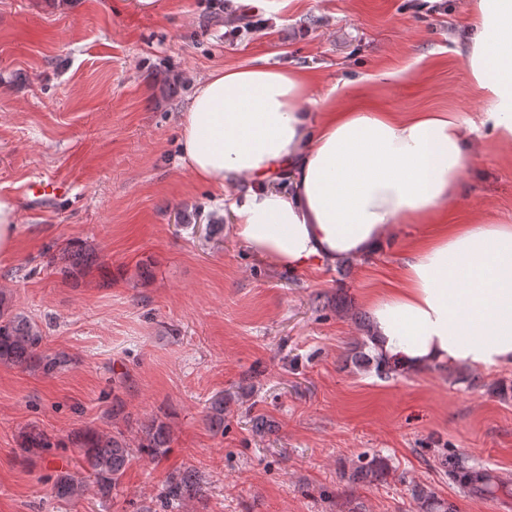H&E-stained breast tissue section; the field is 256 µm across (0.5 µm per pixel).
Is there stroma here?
Listing matches in <instances>:
<instances>
[{
    "label": "stroma",
    "instance_id": "35a3bbf8",
    "mask_svg": "<svg viewBox=\"0 0 512 512\" xmlns=\"http://www.w3.org/2000/svg\"><path fill=\"white\" fill-rule=\"evenodd\" d=\"M417 3L259 0L267 27L228 41L209 0H0V194L19 214L0 295L39 325L44 351L69 359L51 375L0 364V512H162L168 476L186 468L207 492L172 512H413L415 484L458 512H512V397L494 391L512 368L456 382L351 361L354 315L395 280L406 235L340 269L278 268L233 235L220 192L180 150L197 83L248 64L300 71L318 97L357 81L346 108L476 116L485 105L463 58L473 0L433 16ZM39 177L69 180V199H27ZM463 179L438 223L512 221V146L479 138ZM74 239L98 259L67 279L57 266ZM341 296L351 309H337ZM219 393L220 434L204 421ZM116 400L125 419L111 415ZM152 416L170 428L169 451L133 452L106 498L79 449L21 446L32 431L131 436ZM365 455L388 475L348 483ZM457 463L488 472L494 495L462 488ZM62 473L81 496L53 497Z\"/></svg>",
    "mask_w": 512,
    "mask_h": 512
}]
</instances>
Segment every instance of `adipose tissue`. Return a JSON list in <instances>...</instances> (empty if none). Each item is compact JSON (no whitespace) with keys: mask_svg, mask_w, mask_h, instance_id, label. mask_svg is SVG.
<instances>
[{"mask_svg":"<svg viewBox=\"0 0 512 512\" xmlns=\"http://www.w3.org/2000/svg\"><path fill=\"white\" fill-rule=\"evenodd\" d=\"M465 55L485 109L406 117L337 109L297 72L215 71L181 116V150L203 183L232 189L235 236L298 271L358 261L462 190L482 130L512 143V0H474ZM374 353L410 371L512 367V224H442L416 237L396 287L371 302Z\"/></svg>","mask_w":512,"mask_h":512,"instance_id":"adipose-tissue-1","label":"adipose tissue"}]
</instances>
